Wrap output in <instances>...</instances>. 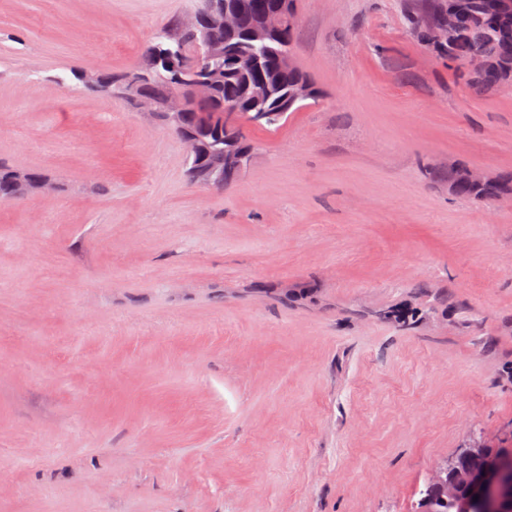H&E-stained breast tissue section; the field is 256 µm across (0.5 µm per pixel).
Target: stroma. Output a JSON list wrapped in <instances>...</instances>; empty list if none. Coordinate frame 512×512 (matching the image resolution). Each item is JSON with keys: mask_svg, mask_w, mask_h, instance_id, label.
<instances>
[{"mask_svg": "<svg viewBox=\"0 0 512 512\" xmlns=\"http://www.w3.org/2000/svg\"><path fill=\"white\" fill-rule=\"evenodd\" d=\"M407 0H294L320 96L245 133L224 192L131 70L197 0H0V512H411L434 463L512 445V91L418 41ZM308 297L280 302L282 287ZM427 290L412 331L377 318ZM17 173L25 174L36 181H49L54 186V190L57 189V187L42 172L38 170L16 169L0 165V201L10 199L13 196L14 177ZM45 190V183L33 182L24 177H20L17 182V192L12 197V199L18 200L33 195L42 194Z\"/></svg>", "mask_w": 512, "mask_h": 512, "instance_id": "35a3bbf8", "label": "stroma"}]
</instances>
